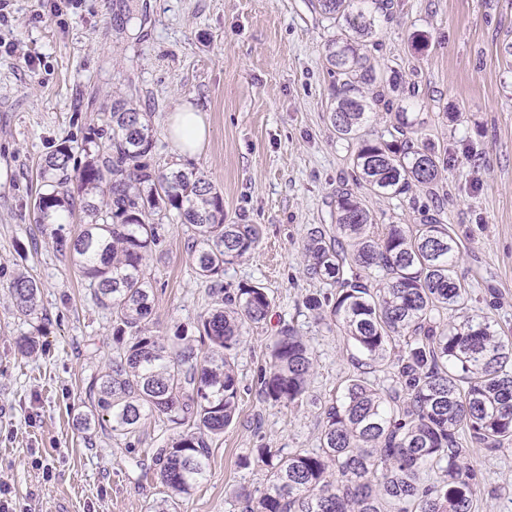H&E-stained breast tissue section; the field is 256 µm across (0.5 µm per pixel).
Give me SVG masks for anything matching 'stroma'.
Segmentation results:
<instances>
[{"label":"stroma","instance_id":"1","mask_svg":"<svg viewBox=\"0 0 512 512\" xmlns=\"http://www.w3.org/2000/svg\"><path fill=\"white\" fill-rule=\"evenodd\" d=\"M424 33L426 50L411 36ZM343 28L310 0H10L0 18V496L13 512H239L232 491L264 488L271 473L253 462L258 448L316 450L320 404L338 397L356 374L357 352L335 322L314 321L303 301L320 282L306 277L309 228L336 221V194L355 192L378 228L416 224L423 208L443 204L458 242L455 271L468 288L454 322L488 317L512 340V0H392L365 52L378 72L396 68L408 87L390 105L373 104L363 129L378 134L399 112L423 137L448 151L433 190L392 197L357 178L352 149L327 114L332 100L325 45ZM149 113L159 170L193 168L224 199V221L256 224L259 242L224 269V286L266 288L272 307L235 351L237 417L215 441L205 477L190 495L167 500L153 473V451L168 432L157 418L136 435L91 438L72 427L89 403L87 385L112 357V315L95 304L87 282L56 236L78 235L75 213L61 227L34 221L41 163L71 146L70 171L98 129L101 149L112 101ZM206 112L211 135L192 158L166 133L180 102ZM190 231L162 220L145 268L154 295L148 327L165 338L195 335L215 300L193 271ZM40 284L41 348L18 354L33 325L17 315L9 286L17 273ZM291 326L316 356L312 403L285 408L263 401L259 376L268 345ZM477 470L476 512H512V440L470 458Z\"/></svg>","mask_w":512,"mask_h":512}]
</instances>
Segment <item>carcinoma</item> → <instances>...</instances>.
Wrapping results in <instances>:
<instances>
[{
	"label": "carcinoma",
	"instance_id": "obj_1",
	"mask_svg": "<svg viewBox=\"0 0 512 512\" xmlns=\"http://www.w3.org/2000/svg\"><path fill=\"white\" fill-rule=\"evenodd\" d=\"M311 0L315 11L343 21L355 38L331 40L326 60L334 104L328 120L338 138L354 144L353 163L374 191L400 195L430 189L448 167V157L416 136L407 113L387 134L361 133L369 105L362 86L380 82L399 90L397 72L377 76L362 41L375 35V14L388 0ZM110 151L92 149L76 177L68 173L71 148L45 156L40 175L47 186L35 204L39 224L79 206L87 217L68 246L97 304L112 313L115 344L107 370L89 386L91 407L74 414L82 434L109 427L114 437L133 436L142 420L156 415L181 430L156 449V477L170 499L188 495L204 477V460L214 439L236 417L239 379L232 352L243 334L266 320L271 300L265 288L246 285L224 294V267L257 245L254 224L224 223V201L193 169L159 171L148 162L154 139L148 115L125 99L112 102ZM176 211L191 230L188 248L197 275L220 297L199 316L197 342L176 331L167 344L150 333L152 287L145 276L151 245L159 237L155 216ZM374 218L348 188L336 194V236L309 229L304 247L306 274L331 287L305 297L307 310L329 312L339 329L374 369L386 365L389 349L402 346L391 383L376 388L366 378L347 379L341 397L322 407L320 448L282 455L257 449L271 470L257 493H239L241 512H473L477 496L464 431L486 450L512 439V342L484 318L448 321L466 289L453 258L457 242L442 219L425 214L418 224H389L377 237ZM19 315L38 312L40 287L19 273L10 285ZM41 328L17 340L22 355L41 347ZM314 357L294 328H283L261 376L263 399L299 407L309 402ZM433 472L429 484L421 475Z\"/></svg>",
	"mask_w": 512,
	"mask_h": 512
}]
</instances>
